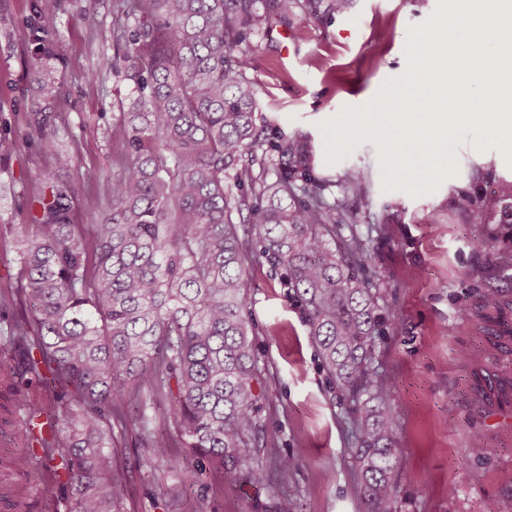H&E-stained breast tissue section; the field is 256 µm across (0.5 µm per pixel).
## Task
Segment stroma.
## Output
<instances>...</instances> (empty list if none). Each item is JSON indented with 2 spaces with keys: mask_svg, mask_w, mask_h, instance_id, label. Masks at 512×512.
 <instances>
[{
  "mask_svg": "<svg viewBox=\"0 0 512 512\" xmlns=\"http://www.w3.org/2000/svg\"><path fill=\"white\" fill-rule=\"evenodd\" d=\"M435 7L436 0H354L350 14L330 23L275 27L255 37L249 75L269 123L312 136L317 167L333 181L329 197H342L338 181L347 169L366 175L365 196L344 197L357 221L344 225L341 241L363 243V274L396 322L378 340L372 368L388 382L400 427L397 512H512V403L474 404L475 364L467 358L478 353L479 364L512 379V353L489 347L481 319L489 291L512 300V224L501 223L493 206L512 193V169L497 150L475 152L467 132L452 147L458 175L413 198L383 190L375 142L359 143L333 164L323 155L320 122L367 104L401 75L408 27ZM114 9L115 0H0V135L17 142L0 157V286L19 276L10 227L28 222L41 189L37 175L48 164L27 137L34 113L54 115L63 130L61 146L73 162L59 178L93 190L112 179V125L134 91L125 70L102 64L115 53ZM35 24L49 29L53 56L36 54ZM382 29L388 37L381 42ZM45 66L57 77L49 88L38 80ZM465 196L491 201L485 223H471L458 204ZM492 236L499 244L493 253L484 247ZM247 292L255 353L271 381L254 387L262 425L255 454L294 461L292 495L193 456H158L146 437L129 431L114 443L130 488L125 512H363L350 406L317 357L300 305L264 261L250 263ZM185 467L198 471L196 483L183 484ZM17 481L28 488L29 512H73L55 474L37 467Z\"/></svg>",
  "mask_w": 512,
  "mask_h": 512,
  "instance_id": "35a3bbf8",
  "label": "stroma"
}]
</instances>
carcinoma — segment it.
<instances>
[{
  "label": "carcinoma",
  "mask_w": 512,
  "mask_h": 512,
  "mask_svg": "<svg viewBox=\"0 0 512 512\" xmlns=\"http://www.w3.org/2000/svg\"><path fill=\"white\" fill-rule=\"evenodd\" d=\"M353 0H117V52L137 97L112 128V181L91 196L76 180L41 173L46 191L32 223L18 225L20 284L0 287V339L25 347L27 371L43 380L32 400L0 363V417L15 423L18 447L38 444L47 470L61 459L75 512H123L128 484L115 465L114 431L135 429L153 450L183 448L226 473L250 458L258 362L244 274L256 253L283 271L302 307L308 336L332 384L353 403L352 457L367 512H397L392 482L401 448L388 389L369 368L388 321L360 276L366 256L336 241L356 213L329 201L304 132H276L259 113L253 37L294 19L347 15ZM39 148L67 166L54 116L34 114ZM275 158V179L268 177ZM234 184H229V180ZM363 172L339 181L345 196L366 193ZM104 210L97 224L76 209ZM252 225V238L237 224ZM23 296L32 314L12 310ZM493 345L512 342V305L482 298ZM512 399V380L474 373L473 396ZM151 399L153 418L144 412ZM50 421V438L33 421ZM174 423L159 439L151 421ZM29 452L0 456L27 474Z\"/></svg>",
  "instance_id": "1"
}]
</instances>
